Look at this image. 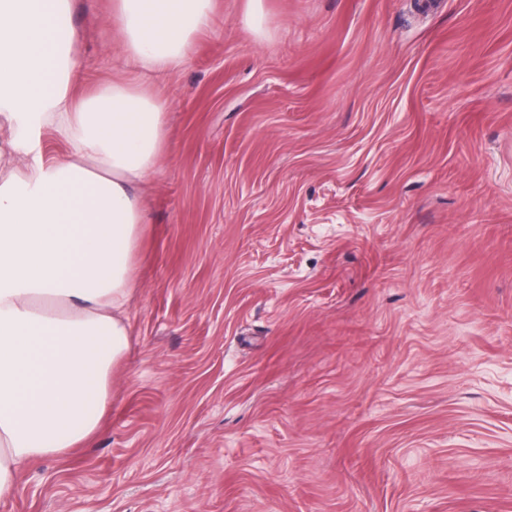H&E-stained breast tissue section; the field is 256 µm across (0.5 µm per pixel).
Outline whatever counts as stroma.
<instances>
[{
	"instance_id": "stroma-1",
	"label": "stroma",
	"mask_w": 512,
	"mask_h": 512,
	"mask_svg": "<svg viewBox=\"0 0 512 512\" xmlns=\"http://www.w3.org/2000/svg\"><path fill=\"white\" fill-rule=\"evenodd\" d=\"M248 7L153 85L109 409L0 512H512V0Z\"/></svg>"
}]
</instances>
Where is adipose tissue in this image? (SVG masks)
Here are the masks:
<instances>
[{
    "label": "adipose tissue",
    "instance_id": "ef3b65f1",
    "mask_svg": "<svg viewBox=\"0 0 512 512\" xmlns=\"http://www.w3.org/2000/svg\"><path fill=\"white\" fill-rule=\"evenodd\" d=\"M112 18L132 78L78 97L72 0H0V502L20 469L90 439L110 401L138 189L166 149L169 102L148 84L187 61L214 0H112Z\"/></svg>",
    "mask_w": 512,
    "mask_h": 512
}]
</instances>
